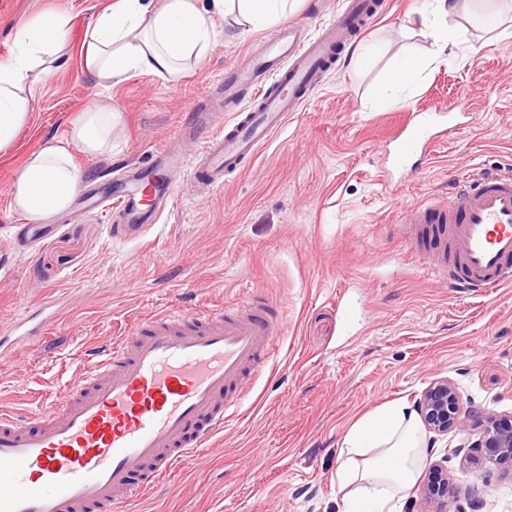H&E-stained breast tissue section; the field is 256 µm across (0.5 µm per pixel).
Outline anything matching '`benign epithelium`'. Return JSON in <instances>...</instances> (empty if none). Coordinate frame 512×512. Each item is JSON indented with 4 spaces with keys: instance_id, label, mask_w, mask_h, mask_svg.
Returning a JSON list of instances; mask_svg holds the SVG:
<instances>
[{
    "instance_id": "benign-epithelium-1",
    "label": "benign epithelium",
    "mask_w": 512,
    "mask_h": 512,
    "mask_svg": "<svg viewBox=\"0 0 512 512\" xmlns=\"http://www.w3.org/2000/svg\"><path fill=\"white\" fill-rule=\"evenodd\" d=\"M414 408L427 433L428 444L438 437L457 431L464 435L465 443L453 454L466 452L482 456L507 474H512V421L505 422L488 413L477 423H470L462 415L460 396L454 384L446 379H436L417 399ZM422 485L423 499L429 504L427 512H466L454 479L448 469L432 464L428 467Z\"/></svg>"
}]
</instances>
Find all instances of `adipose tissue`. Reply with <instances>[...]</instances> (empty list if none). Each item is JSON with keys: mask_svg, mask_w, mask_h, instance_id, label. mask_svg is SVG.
Returning <instances> with one entry per match:
<instances>
[{"mask_svg": "<svg viewBox=\"0 0 512 512\" xmlns=\"http://www.w3.org/2000/svg\"><path fill=\"white\" fill-rule=\"evenodd\" d=\"M300 0H105L88 29L84 67L104 87L134 76L169 78L187 60H203L212 49L214 18L234 14L238 25L261 30L287 20ZM463 0H423L414 22L443 54L456 43L448 17ZM65 14H34L17 32L18 52L0 62V153L8 152L32 114L35 81L53 72L47 57L68 45ZM121 119L109 99L95 101L71 119L66 134L52 138L20 164L10 184V205L30 223L67 209L84 174L74 151H112V131ZM427 441L418 415L405 401L377 408L359 418L343 440L336 483L341 512H402V493L414 482L426 457Z\"/></svg>", "mask_w": 512, "mask_h": 512, "instance_id": "obj_1", "label": "adipose tissue"}]
</instances>
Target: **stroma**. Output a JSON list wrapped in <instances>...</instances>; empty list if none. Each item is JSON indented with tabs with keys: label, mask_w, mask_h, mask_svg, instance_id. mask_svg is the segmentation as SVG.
<instances>
[{
	"label": "stroma",
	"mask_w": 512,
	"mask_h": 512,
	"mask_svg": "<svg viewBox=\"0 0 512 512\" xmlns=\"http://www.w3.org/2000/svg\"><path fill=\"white\" fill-rule=\"evenodd\" d=\"M103 2L0 0V60L13 55L15 31L33 14L69 18L65 57L36 85L30 123L0 154V338L16 346L0 362V411L28 415L75 388L91 367L87 350L111 345L136 316L228 310L258 289L285 321L273 366L257 373L239 415L209 448L118 512H341L336 467L347 431L382 405L415 402L436 378L456 384L466 413L511 417L512 284L482 295L450 287L428 269L427 242L403 234L402 219L407 207L447 199L470 172L512 173V36L484 25L495 13L512 27V0H470L469 15L449 18L459 30L449 56L434 55L407 23L422 0H383L353 37L373 46L367 65L335 59L249 165L220 187L183 181L171 210L134 235L114 234L112 211L87 213L88 197L119 199L125 187L115 175L128 162L189 149L191 112L229 110L218 85L278 29L216 21L208 57L179 79L135 76L108 90L83 65L85 34ZM404 51L433 62L378 107L377 86ZM461 94L472 117L389 191L379 153L404 115L448 111ZM106 96L123 116L111 155L74 151L82 188L71 208L50 216L56 232L32 237L9 206L13 170ZM45 303L60 311L48 334L15 343L14 323ZM461 442L449 433L433 460L447 459L479 512H512V480L491 465L446 458Z\"/></svg>",
	"instance_id": "35a3bbf8"
}]
</instances>
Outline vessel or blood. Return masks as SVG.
<instances>
[{
  "label": "vessel or blood",
  "mask_w": 512,
  "mask_h": 512,
  "mask_svg": "<svg viewBox=\"0 0 512 512\" xmlns=\"http://www.w3.org/2000/svg\"><path fill=\"white\" fill-rule=\"evenodd\" d=\"M376 13L374 0H346L315 35L291 27L266 41L224 84L239 110L222 123L197 112L195 127L208 133L199 154L160 151L151 168L126 170L132 188L116 223H157L183 171L197 185H223L225 173L251 162L285 127ZM470 114L463 96L448 113H408L383 157L384 182L432 152L438 127ZM407 223L438 225L450 240L452 254H437L433 272L453 287L482 294L512 281L511 174L466 176L447 202L411 209ZM283 334L281 312L262 296L235 310L139 318L69 395L24 418L0 412V512H101L154 489L238 414Z\"/></svg>",
  "instance_id": "vessel-or-blood-1"
}]
</instances>
